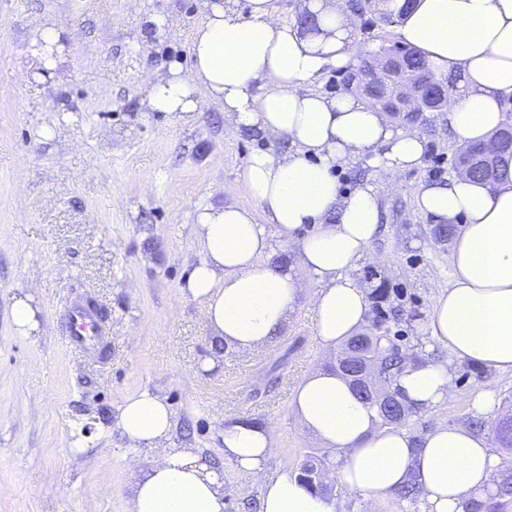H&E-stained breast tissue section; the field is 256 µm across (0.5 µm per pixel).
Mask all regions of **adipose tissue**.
<instances>
[{
  "mask_svg": "<svg viewBox=\"0 0 512 512\" xmlns=\"http://www.w3.org/2000/svg\"><path fill=\"white\" fill-rule=\"evenodd\" d=\"M247 5L242 14L224 0H205L190 67L146 80L151 111L195 112L216 103L231 129L292 146L282 155L253 152L225 186L226 204L197 214L204 256L187 291L216 343L242 353L276 336L296 306L309 302L329 354L365 323L367 293L350 270L381 221L375 187L340 194L335 170L363 158L401 175L420 163L426 138L414 128L394 129L362 97L315 91L327 71L362 51L344 0H311L319 28L308 32L281 21L271 0ZM397 34L437 73L452 76L441 120L456 147L490 143L512 107V0H414ZM416 201L434 223L458 228L451 284L434 297L426 324L441 351L409 364L398 382L408 403L430 409L453 395V361L512 372V174L490 184L454 173L421 185ZM270 225L281 241L299 245L300 273L264 264ZM310 276L319 283L313 291ZM292 406L306 435L336 450L341 483L369 499L413 479L426 512H469L491 478L512 467L486 434L468 428L438 424L416 438L379 427L375 410L348 381L321 366L297 386ZM116 427L128 443L129 465L141 472L129 512H224L219 471L194 451L168 447L173 415L163 398L148 391L128 397ZM223 444L225 459L258 482L259 512H337L292 470L269 472L270 427L225 425Z\"/></svg>",
  "mask_w": 512,
  "mask_h": 512,
  "instance_id": "obj_1",
  "label": "adipose tissue"
}]
</instances>
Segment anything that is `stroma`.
<instances>
[{
	"label": "stroma",
	"mask_w": 512,
	"mask_h": 512,
	"mask_svg": "<svg viewBox=\"0 0 512 512\" xmlns=\"http://www.w3.org/2000/svg\"><path fill=\"white\" fill-rule=\"evenodd\" d=\"M203 0H0V512H128L138 478L126 441L109 429L126 398L150 391L170 404V447L200 452L224 476L226 512L257 499L259 486L224 458L225 424L270 426V471L306 457L340 461L307 437L291 411L295 387L326 363L314 315L301 305L256 352L214 354L211 329L186 293L201 257L195 212L222 204L252 152L284 141L231 131L224 108L152 112L151 72L187 69ZM165 19L157 28L156 19ZM61 33L60 59L36 74L29 45L38 24ZM54 130L52 138L41 135ZM421 163L391 178L359 159L336 169L341 194L374 185L380 230L352 274L370 308L400 307L390 333L404 348L425 336L433 296L451 281V245L439 241L415 195L451 174L456 148L438 113L422 128ZM388 296L377 300V289ZM29 295L38 328L15 332L11 306ZM106 311L107 333L88 350L71 342L77 306ZM214 367L201 369L207 357ZM455 392L421 412L411 429L481 420L494 434L512 413V373L458 361ZM494 394L492 413L471 408ZM85 451L73 454L71 443ZM340 512H423L422 501L372 503L331 478Z\"/></svg>",
	"instance_id": "obj_1"
}]
</instances>
